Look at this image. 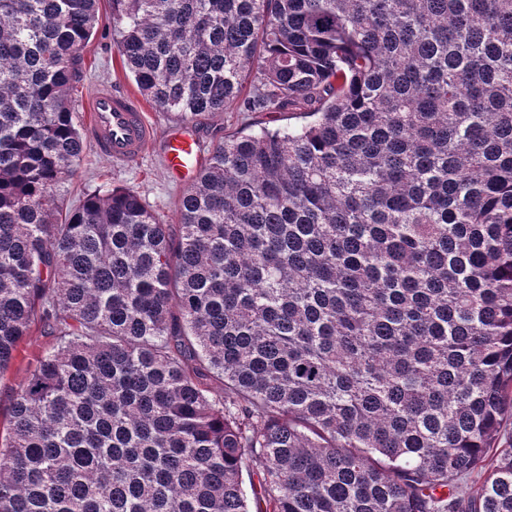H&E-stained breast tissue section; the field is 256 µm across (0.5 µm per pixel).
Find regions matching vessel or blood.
I'll list each match as a JSON object with an SVG mask.
<instances>
[{
    "mask_svg": "<svg viewBox=\"0 0 512 512\" xmlns=\"http://www.w3.org/2000/svg\"><path fill=\"white\" fill-rule=\"evenodd\" d=\"M87 133L96 151L116 165L139 160L153 142H160L170 176L184 181L201 162L200 141L192 132L158 136L139 102L131 95L99 86L88 104Z\"/></svg>",
    "mask_w": 512,
    "mask_h": 512,
    "instance_id": "1",
    "label": "vessel or blood"
}]
</instances>
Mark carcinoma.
<instances>
[{"mask_svg": "<svg viewBox=\"0 0 512 512\" xmlns=\"http://www.w3.org/2000/svg\"><path fill=\"white\" fill-rule=\"evenodd\" d=\"M112 18L157 109L303 122L219 142L176 234L129 188L57 203L98 0H0V374L53 337L0 512H512V0Z\"/></svg>", "mask_w": 512, "mask_h": 512, "instance_id": "1", "label": "carcinoma"}]
</instances>
